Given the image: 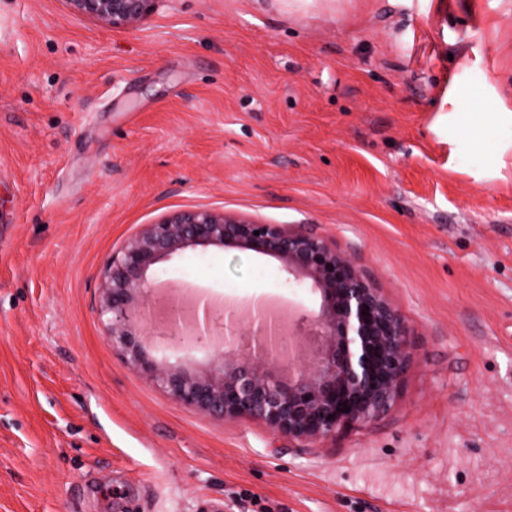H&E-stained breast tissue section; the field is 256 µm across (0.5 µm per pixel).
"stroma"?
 <instances>
[{"label": "stroma", "instance_id": "35a3bbf8", "mask_svg": "<svg viewBox=\"0 0 512 512\" xmlns=\"http://www.w3.org/2000/svg\"><path fill=\"white\" fill-rule=\"evenodd\" d=\"M462 99L512 113V0H0V512H512V157L449 144ZM197 208L353 261L407 327L387 412L307 444L126 364L103 272ZM154 278L320 304L237 248ZM77 15L107 28L135 29L152 11L155 0H65Z\"/></svg>", "mask_w": 512, "mask_h": 512}]
</instances>
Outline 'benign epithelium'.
<instances>
[{"label": "benign epithelium", "mask_w": 512, "mask_h": 512, "mask_svg": "<svg viewBox=\"0 0 512 512\" xmlns=\"http://www.w3.org/2000/svg\"><path fill=\"white\" fill-rule=\"evenodd\" d=\"M154 2L65 0L73 13L122 29L137 28ZM228 247L276 258L297 285L319 295V309L292 326L196 298L186 315L164 311L166 327L154 331L161 356L150 354L144 327L165 302L154 288V266L188 250ZM98 314L126 363L175 402L222 422L258 418L306 442L386 412L408 362L404 320L348 257L321 238L217 209L178 211L127 237L103 273ZM189 346L207 351L205 365L170 361L169 352Z\"/></svg>", "instance_id": "obj_1"}]
</instances>
